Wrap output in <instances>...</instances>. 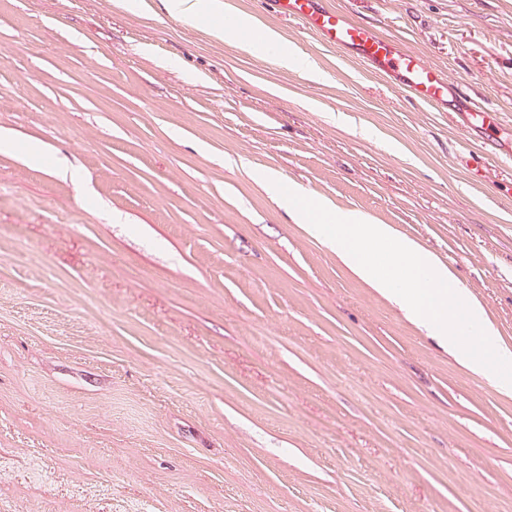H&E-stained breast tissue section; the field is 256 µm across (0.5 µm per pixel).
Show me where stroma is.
<instances>
[{
    "label": "stroma",
    "instance_id": "35a3bbf8",
    "mask_svg": "<svg viewBox=\"0 0 512 512\" xmlns=\"http://www.w3.org/2000/svg\"><path fill=\"white\" fill-rule=\"evenodd\" d=\"M332 2L499 128L272 0L224 9L313 72L163 0H0V512H512V397L256 177L393 225L512 347V0ZM222 30L225 42L234 44L243 38L244 34H249L250 38L255 40L268 56L273 58L281 66L289 69L309 70L311 64L297 51L286 48L277 33L270 29H256L251 16L240 14L232 20L223 23V27L213 25ZM471 105L468 106L467 112L471 118L469 120V124L466 128L462 129V134L465 138H469L471 136V131H478L483 129H488L490 127L496 126L499 123L498 112L490 107H475L473 102L469 101ZM475 112H480L481 121H475Z\"/></svg>",
    "mask_w": 512,
    "mask_h": 512
}]
</instances>
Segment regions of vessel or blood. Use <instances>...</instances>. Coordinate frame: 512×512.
Wrapping results in <instances>:
<instances>
[{
  "instance_id": "1",
  "label": "vessel or blood",
  "mask_w": 512,
  "mask_h": 512,
  "mask_svg": "<svg viewBox=\"0 0 512 512\" xmlns=\"http://www.w3.org/2000/svg\"><path fill=\"white\" fill-rule=\"evenodd\" d=\"M278 12L299 21L323 43L351 54L366 69L394 79L398 88L429 104L446 103L454 92L422 57L382 32L353 21L326 0H275Z\"/></svg>"
}]
</instances>
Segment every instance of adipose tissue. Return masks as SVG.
I'll return each instance as SVG.
<instances>
[{"instance_id":"obj_1","label":"adipose tissue","mask_w":512,"mask_h":512,"mask_svg":"<svg viewBox=\"0 0 512 512\" xmlns=\"http://www.w3.org/2000/svg\"><path fill=\"white\" fill-rule=\"evenodd\" d=\"M169 14L196 21L203 17L224 19V38L227 43H235L250 36L281 66L289 69L306 70L310 63L294 49L285 47L278 34L269 29H256L251 16L240 14L232 20L224 18V0H167Z\"/></svg>"}]
</instances>
